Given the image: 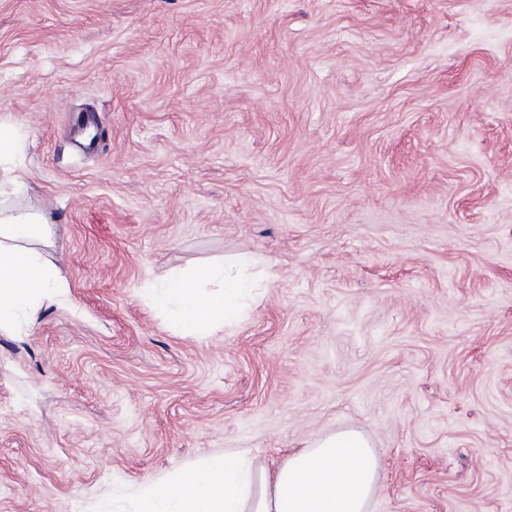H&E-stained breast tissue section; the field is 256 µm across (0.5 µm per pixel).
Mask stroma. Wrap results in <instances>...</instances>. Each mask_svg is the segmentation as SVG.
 I'll return each mask as SVG.
<instances>
[{
    "label": "stroma",
    "instance_id": "stroma-1",
    "mask_svg": "<svg viewBox=\"0 0 512 512\" xmlns=\"http://www.w3.org/2000/svg\"><path fill=\"white\" fill-rule=\"evenodd\" d=\"M0 126L64 287L0 329V512L342 427L370 512H512V0H0ZM244 254L211 335L145 294Z\"/></svg>",
    "mask_w": 512,
    "mask_h": 512
}]
</instances>
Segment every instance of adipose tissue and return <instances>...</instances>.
Instances as JSON below:
<instances>
[{"label": "adipose tissue", "mask_w": 512, "mask_h": 512, "mask_svg": "<svg viewBox=\"0 0 512 512\" xmlns=\"http://www.w3.org/2000/svg\"><path fill=\"white\" fill-rule=\"evenodd\" d=\"M51 229L38 212L0 203V329L29 319L60 294L43 247ZM185 336H207L235 316L250 288L205 266L149 288ZM378 487V459L364 434L344 429L292 454L275 472L257 474L245 453L139 487L136 512H368Z\"/></svg>", "instance_id": "1"}]
</instances>
